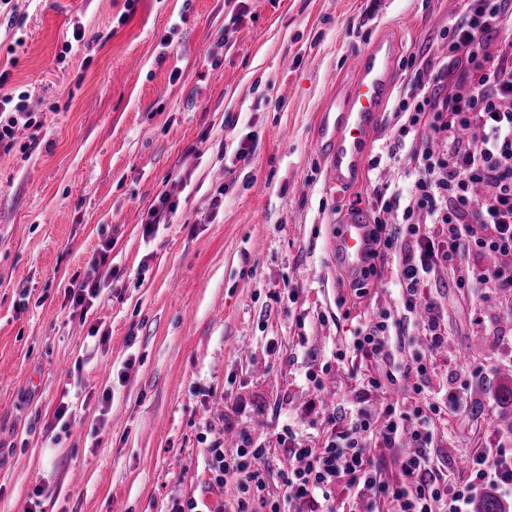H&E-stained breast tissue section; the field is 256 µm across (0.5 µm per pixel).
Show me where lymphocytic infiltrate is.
<instances>
[{"mask_svg": "<svg viewBox=\"0 0 512 512\" xmlns=\"http://www.w3.org/2000/svg\"><path fill=\"white\" fill-rule=\"evenodd\" d=\"M448 54L421 56L395 109L398 135L386 150L388 164L408 181L376 188L372 256L391 260L400 312L365 320L352 339L356 357L371 364L356 375L359 386L390 389L401 369L394 351L405 336H425L414 353L418 376L442 359L443 308L437 270L470 265L453 287L481 301L512 298V265L487 267L482 255L512 256V0H458ZM28 93L0 94V148L11 150L17 129L37 126ZM484 194H474L475 186ZM414 404L388 403L375 414L354 405L349 418L327 414L321 446L295 434L283 443L295 461L284 474L281 501L271 512H467L488 486L512 494V436L473 456L465 483L449 481L430 459L448 414L468 404L465 389H414ZM397 454L399 472L388 479L369 451ZM212 483L235 481L239 492L264 489V452L238 446L209 450Z\"/></svg>", "mask_w": 512, "mask_h": 512, "instance_id": "1", "label": "lymphocytic infiltrate"}]
</instances>
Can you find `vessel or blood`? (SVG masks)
Returning a JSON list of instances; mask_svg holds the SVG:
<instances>
[{"label":"vessel or blood","instance_id":"vessel-or-blood-1","mask_svg":"<svg viewBox=\"0 0 512 512\" xmlns=\"http://www.w3.org/2000/svg\"><path fill=\"white\" fill-rule=\"evenodd\" d=\"M399 51L396 37L379 36L355 56L353 80L337 88L322 113L320 146L336 185L348 186L360 179L367 150L392 95ZM369 231V220L362 211L342 213L337 243L346 262L357 266L365 262Z\"/></svg>","mask_w":512,"mask_h":512}]
</instances>
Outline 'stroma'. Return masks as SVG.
Here are the masks:
<instances>
[{
    "mask_svg": "<svg viewBox=\"0 0 512 512\" xmlns=\"http://www.w3.org/2000/svg\"><path fill=\"white\" fill-rule=\"evenodd\" d=\"M12 2L0 70L42 127L0 151V512L35 495L44 512H170L176 498L258 512L253 493L210 485V447L264 446L275 496L284 433L325 440L316 394L372 410L388 396L358 387L366 361L333 356L398 294L390 264L359 297L336 263L337 217L374 202L368 176L331 183L317 117L381 31L402 42L404 87L415 58L446 45L456 0ZM162 195L177 210L146 235ZM106 241L112 274L85 312L68 290ZM436 280L448 365L428 385L467 384L485 406L449 415L432 452L461 483L497 417H512L497 398L512 335L447 271ZM63 401L76 412L66 433Z\"/></svg>",
    "mask_w": 512,
    "mask_h": 512,
    "instance_id": "stroma-1",
    "label": "stroma"
}]
</instances>
